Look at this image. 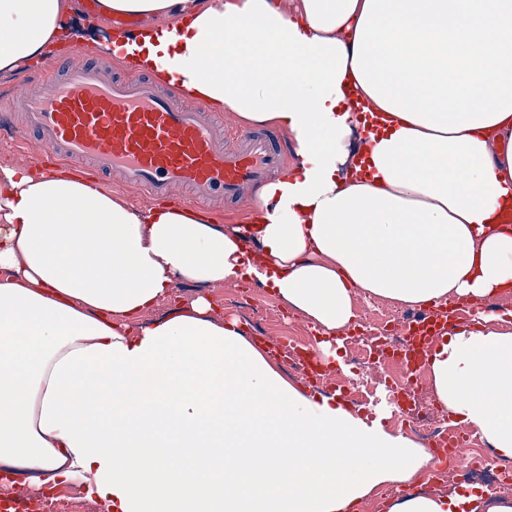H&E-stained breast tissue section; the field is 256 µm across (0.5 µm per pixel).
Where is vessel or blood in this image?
Returning a JSON list of instances; mask_svg holds the SVG:
<instances>
[{"instance_id":"1","label":"vessel or blood","mask_w":512,"mask_h":512,"mask_svg":"<svg viewBox=\"0 0 512 512\" xmlns=\"http://www.w3.org/2000/svg\"><path fill=\"white\" fill-rule=\"evenodd\" d=\"M0 130L13 141L37 134L44 155L101 178L119 175L155 200H170L173 187H186L195 205L236 202L267 184L285 157L273 131L225 129L204 105L145 75H111L98 63L65 58L44 65L21 100L0 99ZM454 315L439 310L409 328L433 338L447 332Z\"/></svg>"}]
</instances>
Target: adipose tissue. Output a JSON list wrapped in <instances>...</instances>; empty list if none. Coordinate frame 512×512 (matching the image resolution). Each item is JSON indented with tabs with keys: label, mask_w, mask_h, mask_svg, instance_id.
Masks as SVG:
<instances>
[{
	"label": "adipose tissue",
	"mask_w": 512,
	"mask_h": 512,
	"mask_svg": "<svg viewBox=\"0 0 512 512\" xmlns=\"http://www.w3.org/2000/svg\"><path fill=\"white\" fill-rule=\"evenodd\" d=\"M138 19L119 58L300 161L248 227L133 207L63 172L0 167V467L80 478L105 512H349L433 457L285 381L205 299L142 321L175 279H255L328 334L352 293L411 306L512 288V0H98ZM0 0V72L96 18ZM252 245L243 248L241 239ZM449 416L512 457V310L476 311L429 358ZM389 512H512L480 486Z\"/></svg>",
	"instance_id": "adipose-tissue-1"
}]
</instances>
